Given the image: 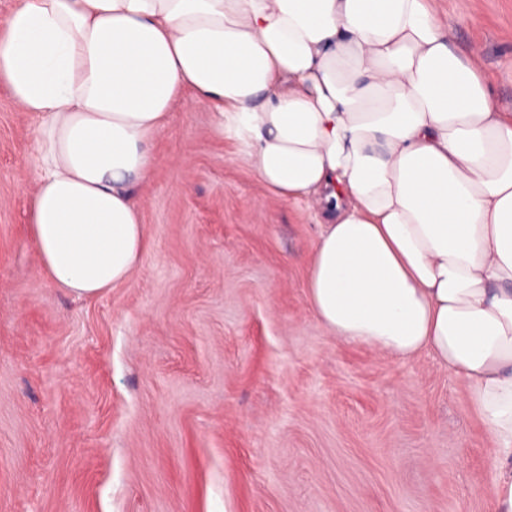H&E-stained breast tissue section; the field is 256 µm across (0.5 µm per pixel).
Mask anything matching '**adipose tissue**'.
<instances>
[{
    "label": "adipose tissue",
    "instance_id": "1",
    "mask_svg": "<svg viewBox=\"0 0 512 512\" xmlns=\"http://www.w3.org/2000/svg\"><path fill=\"white\" fill-rule=\"evenodd\" d=\"M0 85L42 115L43 272L79 298L147 249L133 197L184 96L320 232L309 304L342 343L429 353L492 436L512 512V111L433 0H16Z\"/></svg>",
    "mask_w": 512,
    "mask_h": 512
}]
</instances>
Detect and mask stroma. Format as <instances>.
I'll return each instance as SVG.
<instances>
[{"instance_id":"stroma-1","label":"stroma","mask_w":512,"mask_h":512,"mask_svg":"<svg viewBox=\"0 0 512 512\" xmlns=\"http://www.w3.org/2000/svg\"><path fill=\"white\" fill-rule=\"evenodd\" d=\"M512 111V0H435ZM41 119L0 89V512H493L491 436L427 353L314 315L318 227L180 100L137 189L150 247L93 299L39 273Z\"/></svg>"}]
</instances>
